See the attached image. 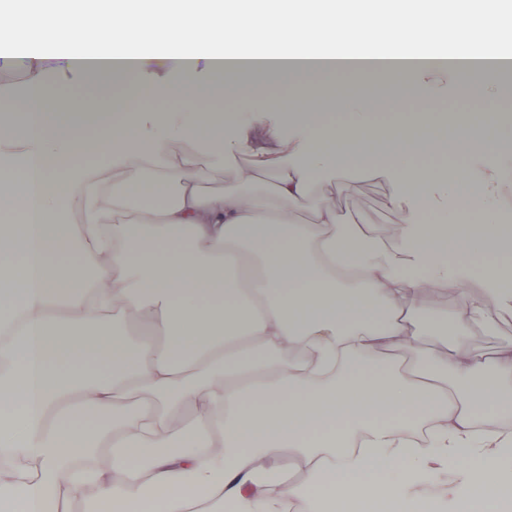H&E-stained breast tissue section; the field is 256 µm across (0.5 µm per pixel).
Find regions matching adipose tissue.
Masks as SVG:
<instances>
[{"mask_svg":"<svg viewBox=\"0 0 512 512\" xmlns=\"http://www.w3.org/2000/svg\"><path fill=\"white\" fill-rule=\"evenodd\" d=\"M469 22L448 30L445 18ZM276 35L259 63L244 39ZM486 65L466 67L476 31ZM442 51H435V44ZM512 44V21L488 0H25L0 11V512H63L87 488L112 512L158 501L163 512H512V431L478 415H512V346L491 359L464 350L457 319L512 314V226L492 220L512 189V154L489 142L491 107L468 111L451 138L432 134L429 76L459 95ZM395 76L391 95L351 100L329 123L305 107L271 191L239 166L223 192L199 191L202 162L246 150L236 117L247 98L206 121L198 77L233 70ZM122 61L142 100L175 101L166 125L197 148L144 135L150 112L101 117L74 140L48 110L99 101L49 69L100 72ZM400 110L387 131L377 112ZM81 156L83 165L72 162ZM409 155L434 158L426 167ZM451 156L452 165H441ZM355 168L389 182L398 225L341 224L313 191ZM151 199L132 211L126 199ZM493 242L499 260L471 249ZM430 296L452 312L426 308ZM123 313L155 326L115 332ZM446 352L430 356L424 337ZM202 408L182 435L172 423ZM105 467L78 471L75 458ZM307 473L287 478L282 455ZM450 480L440 494L427 477Z\"/></svg>","mask_w":512,"mask_h":512,"instance_id":"adipose-tissue-1","label":"adipose tissue"}]
</instances>
